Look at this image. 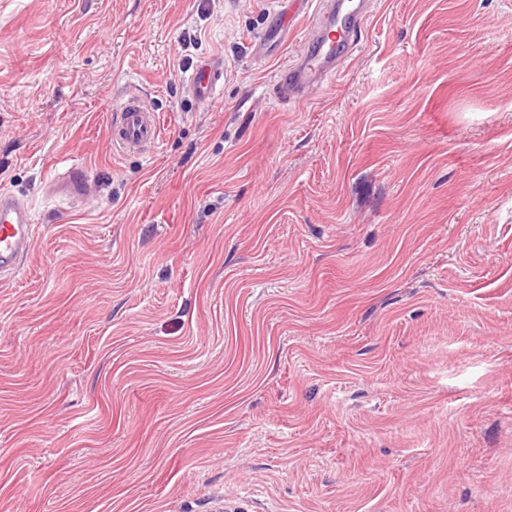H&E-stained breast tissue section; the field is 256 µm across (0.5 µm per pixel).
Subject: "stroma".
I'll list each match as a JSON object with an SVG mask.
<instances>
[{
  "label": "stroma",
  "instance_id": "1",
  "mask_svg": "<svg viewBox=\"0 0 512 512\" xmlns=\"http://www.w3.org/2000/svg\"><path fill=\"white\" fill-rule=\"evenodd\" d=\"M276 9L0 0V188L36 220L0 512H512V0H376L299 107ZM133 89L151 155L110 143ZM223 83V60L218 57H208L194 68L189 86L198 103L203 107H209L221 93ZM86 183V172L71 166L64 175L51 183L49 190L52 194L73 201L83 195Z\"/></svg>",
  "mask_w": 512,
  "mask_h": 512
}]
</instances>
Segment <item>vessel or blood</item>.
Here are the masks:
<instances>
[{"mask_svg":"<svg viewBox=\"0 0 512 512\" xmlns=\"http://www.w3.org/2000/svg\"><path fill=\"white\" fill-rule=\"evenodd\" d=\"M280 10L267 30L269 40H282L297 16L306 19L304 48L297 64L277 83L278 99L301 104L313 90L329 86L348 53L360 42L373 0H279ZM224 83V62L218 57L202 60L190 76V89L201 106L213 103ZM112 148L142 153L160 143L156 111L138 93L129 94L112 116ZM87 183L83 169L70 167L49 190L68 200L82 196ZM35 214L26 197L0 190V275L18 273L35 244Z\"/></svg>","mask_w":512,"mask_h":512,"instance_id":"1","label":"vessel or blood"}]
</instances>
